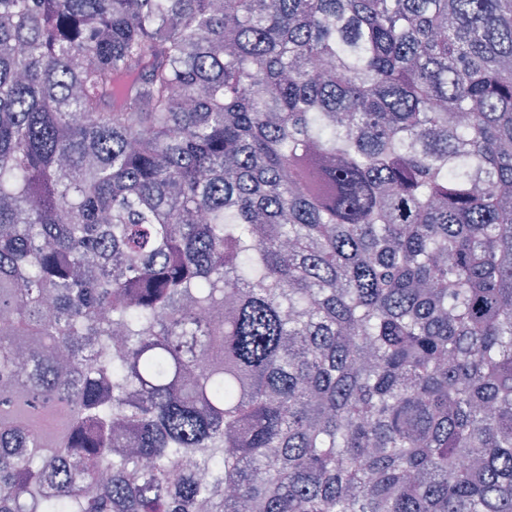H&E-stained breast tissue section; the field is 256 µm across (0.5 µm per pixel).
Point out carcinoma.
Here are the masks:
<instances>
[{
    "mask_svg": "<svg viewBox=\"0 0 512 512\" xmlns=\"http://www.w3.org/2000/svg\"><path fill=\"white\" fill-rule=\"evenodd\" d=\"M0 512H512V0H0Z\"/></svg>",
    "mask_w": 512,
    "mask_h": 512,
    "instance_id": "obj_1",
    "label": "carcinoma"
}]
</instances>
